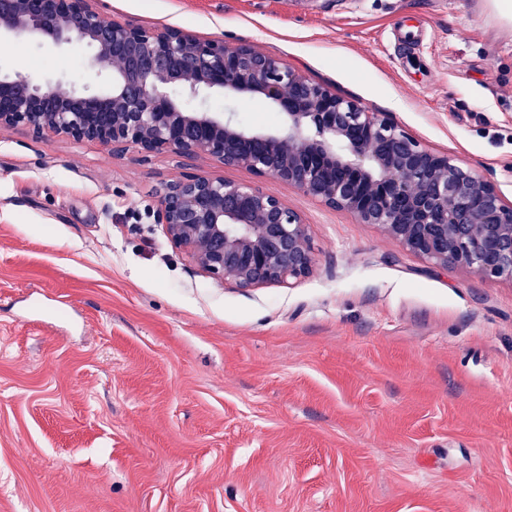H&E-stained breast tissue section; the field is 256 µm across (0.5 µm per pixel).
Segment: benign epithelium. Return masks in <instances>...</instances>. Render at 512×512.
Instances as JSON below:
<instances>
[{
    "label": "benign epithelium",
    "instance_id": "7a95c632",
    "mask_svg": "<svg viewBox=\"0 0 512 512\" xmlns=\"http://www.w3.org/2000/svg\"><path fill=\"white\" fill-rule=\"evenodd\" d=\"M87 43L100 91L0 75V126L35 137L215 158L353 214L424 261L512 282V204L494 183L412 137L385 112L331 92L249 45L104 18L94 0H0V35ZM198 101L194 110L168 93ZM260 97L273 126L212 112L208 96ZM157 223L202 273L239 290L292 286L314 268L302 216L258 187L185 174L159 191Z\"/></svg>",
    "mask_w": 512,
    "mask_h": 512
}]
</instances>
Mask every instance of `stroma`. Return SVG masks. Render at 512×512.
I'll list each match as a JSON object with an SVG mask.
<instances>
[{"label": "stroma", "instance_id": "stroma-1", "mask_svg": "<svg viewBox=\"0 0 512 512\" xmlns=\"http://www.w3.org/2000/svg\"><path fill=\"white\" fill-rule=\"evenodd\" d=\"M97 7L279 58L512 202V27L486 0ZM91 55L21 34L0 73L94 87ZM187 172L299 212L313 273H200L154 214ZM0 512H512V283L245 168L0 128Z\"/></svg>", "mask_w": 512, "mask_h": 512}]
</instances>
